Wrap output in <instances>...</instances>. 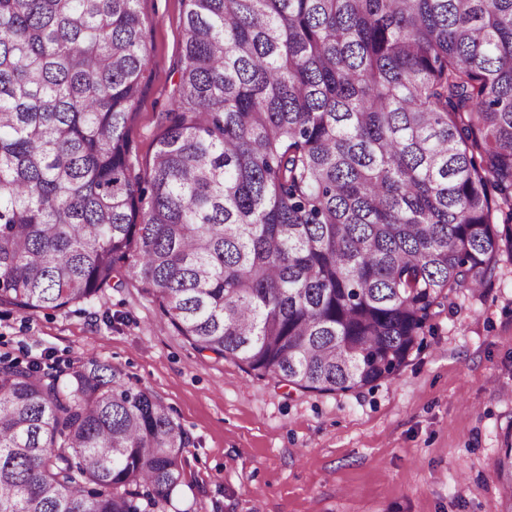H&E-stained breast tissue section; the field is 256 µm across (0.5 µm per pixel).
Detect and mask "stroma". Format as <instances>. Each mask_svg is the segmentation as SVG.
<instances>
[{
    "mask_svg": "<svg viewBox=\"0 0 512 512\" xmlns=\"http://www.w3.org/2000/svg\"><path fill=\"white\" fill-rule=\"evenodd\" d=\"M151 21L133 161L172 103L184 0H142ZM0 356L64 367L94 356L150 391L189 437L166 512H501L493 463L512 431V262L436 320L392 379L303 393L197 353L126 281L62 310L0 306Z\"/></svg>",
    "mask_w": 512,
    "mask_h": 512,
    "instance_id": "obj_1",
    "label": "stroma"
}]
</instances>
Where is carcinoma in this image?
<instances>
[{"instance_id": "cac0c4a2", "label": "carcinoma", "mask_w": 512, "mask_h": 512, "mask_svg": "<svg viewBox=\"0 0 512 512\" xmlns=\"http://www.w3.org/2000/svg\"><path fill=\"white\" fill-rule=\"evenodd\" d=\"M145 168L141 0H0V305L129 277L203 354L308 392L393 378L512 261V0H184ZM189 439L87 358L0 357V512H154ZM512 512V434L494 460Z\"/></svg>"}]
</instances>
